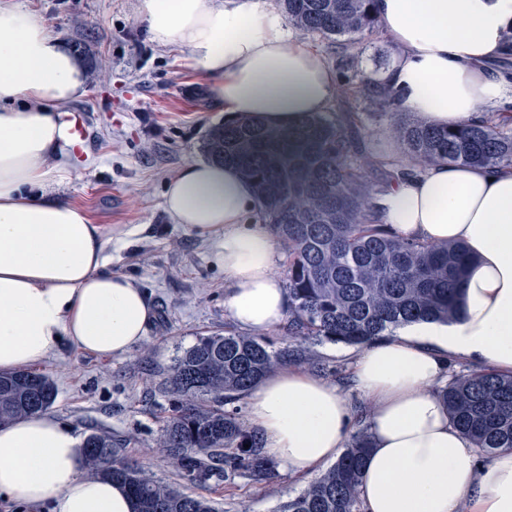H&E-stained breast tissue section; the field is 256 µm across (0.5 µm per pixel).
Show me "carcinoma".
Masks as SVG:
<instances>
[{
	"label": "carcinoma",
	"mask_w": 512,
	"mask_h": 512,
	"mask_svg": "<svg viewBox=\"0 0 512 512\" xmlns=\"http://www.w3.org/2000/svg\"><path fill=\"white\" fill-rule=\"evenodd\" d=\"M273 2L300 34L340 46V83L356 88L377 109L375 116L385 117L415 165H512V132L493 117L436 127L390 111L391 90L358 78L349 49L376 27L372 0ZM359 123L356 112L334 121L308 116L289 131L256 119L218 123L202 152L209 161L236 166L256 186L255 221L286 254L288 335L362 348L418 321L459 319L470 256L461 243L403 239L380 223L375 200L383 189L368 180L380 164L359 154ZM290 361L307 362L308 352L274 350L266 337L229 328L198 337L176 358L162 383L171 415L157 447L186 483L205 486L239 471L258 483L276 477L278 463L261 452L235 403ZM437 392L453 425L485 455L512 448V375L473 373ZM56 395L46 374L0 373V426L48 411ZM370 447L369 432H356L336 462L279 512H361L359 486ZM84 448L89 474L121 484L135 512H216L209 499L148 477L110 434L86 435Z\"/></svg>",
	"instance_id": "carcinoma-1"
}]
</instances>
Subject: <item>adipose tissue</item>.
I'll return each instance as SVG.
<instances>
[{"label": "adipose tissue", "mask_w": 512, "mask_h": 512, "mask_svg": "<svg viewBox=\"0 0 512 512\" xmlns=\"http://www.w3.org/2000/svg\"><path fill=\"white\" fill-rule=\"evenodd\" d=\"M394 56L382 79L392 109L438 126L478 119L512 98L487 66L512 49V0H373ZM151 41L183 49L224 119L279 129L326 112L338 88L326 59L267 0H140ZM75 57L26 8L0 0V372L42 361L61 341L102 357L130 352L154 311L112 273L103 225L60 196L80 144L68 104L82 94ZM173 223L218 235L224 313L261 335L288 315L274 239L253 228L254 184L231 165L189 162L168 182ZM401 237L460 242L469 264L464 312L419 322L362 350L353 379L369 408L363 512H512V449L480 463L436 385L449 357L512 374V166L438 163L392 183L377 202ZM249 424L294 475L340 455L352 406L336 387L285 368L251 391ZM0 497L24 512H135L122 485L87 477L80 438L45 413L0 428Z\"/></svg>", "instance_id": "obj_1"}]
</instances>
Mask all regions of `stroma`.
Masks as SVG:
<instances>
[{"mask_svg": "<svg viewBox=\"0 0 512 512\" xmlns=\"http://www.w3.org/2000/svg\"><path fill=\"white\" fill-rule=\"evenodd\" d=\"M18 2L65 43L78 40L88 48L79 60L85 90L68 106L84 128L83 147L60 192L105 227L113 272L133 278L155 309L144 338L124 356L100 357L64 341L39 364L57 389L50 416L82 437L111 433L147 475L210 498L218 512H277L308 485V477L282 470L272 482L258 484L236 474L200 488L185 484L155 446L168 406L159 386L176 357L199 335L228 325L218 237L172 223L163 207L167 182L186 163L203 159L205 135L223 122V108L180 49L150 40L139 0ZM392 55L385 33L365 39L359 75L379 79ZM344 110L362 116L365 153L395 147L386 121L341 90L326 116ZM308 348L314 373L350 399L354 428L366 427L367 405L352 378L359 348L329 342Z\"/></svg>", "mask_w": 512, "mask_h": 512, "instance_id": "35a3bbf8", "label": "stroma"}]
</instances>
